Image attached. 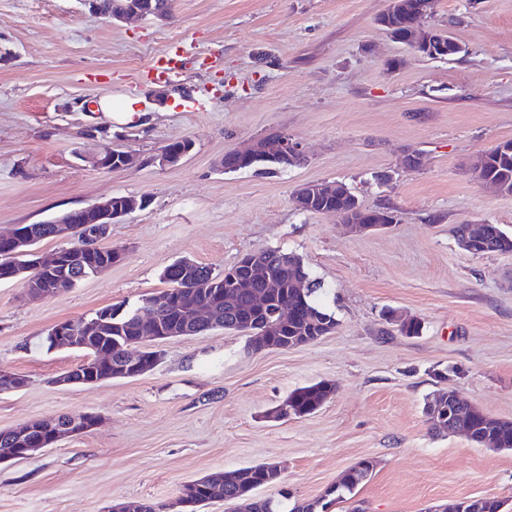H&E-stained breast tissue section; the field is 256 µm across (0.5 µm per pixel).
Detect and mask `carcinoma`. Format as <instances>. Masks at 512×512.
<instances>
[{
  "mask_svg": "<svg viewBox=\"0 0 512 512\" xmlns=\"http://www.w3.org/2000/svg\"><path fill=\"white\" fill-rule=\"evenodd\" d=\"M406 10L390 13L384 29L391 36L406 30L413 16L411 0H405ZM424 34L433 42L436 53L427 57L449 60L459 52L448 45V36L425 29ZM220 165L233 166L237 171L250 170L259 166L297 167L300 161H281L265 156H244L227 153ZM473 171L485 181L499 186L500 192L512 194V148L496 149L478 157L473 163ZM482 233L490 241L489 253H512V230L506 231L497 224L482 225ZM104 235L97 233L96 225L91 224L74 234L71 245L90 250L92 261L97 264L100 254L106 248L99 245ZM251 258L272 267L275 287L264 283L255 288L265 290L270 295L269 305L264 310L251 311L249 297L241 288L235 287L213 268L199 263H189L184 259L166 266L160 273L165 288L152 293L142 300V305L157 306L159 323L166 328L172 323L178 309L196 305L208 306L213 310L216 321L227 331L234 330L232 322L243 320L251 323V336L270 349H277L289 341L312 342L318 336L332 332L337 321L319 301L322 284L311 277L302 257L279 248L262 249L250 253ZM30 258H22V264L15 265L7 242L0 238V276L10 272L18 273L16 279L33 281L44 280L46 272L36 271L27 266ZM304 282L305 288L293 287L294 282ZM111 327L99 329L92 349L84 356L109 360L116 364L120 356L127 354L128 343L137 335L136 310L123 304L110 306ZM331 393L325 382H316L297 387L285 399L291 408L292 416L300 418L317 411L324 405ZM433 421L432 429L448 425V399L439 394L426 403ZM456 427L460 434L471 439L477 446L491 449L512 450V420L494 418L480 408L465 410L457 418ZM374 463L368 458L359 460L341 483L334 485L325 495L312 503L297 504L289 512H324L328 506L346 502L354 497V491L364 478L372 473ZM279 480V472L271 463L237 467L224 472V479L218 485L208 486L204 478L187 481L181 485L175 501L179 503L176 512H196V508L214 500L228 496L235 505V512H282V502L270 498H260L256 491ZM460 503L444 508V512H497L500 503L494 498L469 500L464 510Z\"/></svg>",
  "mask_w": 512,
  "mask_h": 512,
  "instance_id": "carcinoma-1",
  "label": "carcinoma"
}]
</instances>
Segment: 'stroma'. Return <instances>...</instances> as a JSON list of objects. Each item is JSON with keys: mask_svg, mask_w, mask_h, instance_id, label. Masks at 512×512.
Wrapping results in <instances>:
<instances>
[{"mask_svg": "<svg viewBox=\"0 0 512 512\" xmlns=\"http://www.w3.org/2000/svg\"><path fill=\"white\" fill-rule=\"evenodd\" d=\"M388 0H175L170 17L131 23L91 15L82 0H0V229L36 224L116 195L148 208L111 225L123 257L60 296L29 300L0 282V370L25 377L0 395V430L61 413L93 412L97 428L33 458L0 464V512H107L154 505L217 471L271 463L262 498L304 503L355 462L375 461L351 502L329 512H435L494 497L512 512V450L432 433L425 403L456 389L512 419V253L474 256L454 228H512V194L492 191L474 160L512 139V0H435L427 26L462 48L429 60L378 23ZM187 63L167 81L146 68L171 45ZM129 96L140 117L119 124L86 100ZM90 130L136 164L106 171ZM291 135L298 167L225 173V153ZM191 153L161 166L163 146ZM423 151L409 170L406 150ZM342 181L366 208L387 207L385 230L346 232L338 216L299 211L305 182ZM282 248L321 281L338 325L319 341L253 353L221 329L162 343L151 372L60 387L80 352L47 349L57 322L138 305L161 271L189 258L222 270L248 252ZM415 317L400 335L385 310ZM334 392L314 414L271 421L296 387Z\"/></svg>", "mask_w": 512, "mask_h": 512, "instance_id": "1", "label": "stroma"}]
</instances>
